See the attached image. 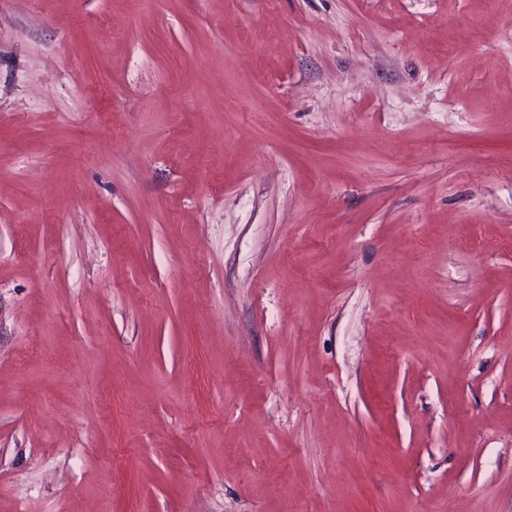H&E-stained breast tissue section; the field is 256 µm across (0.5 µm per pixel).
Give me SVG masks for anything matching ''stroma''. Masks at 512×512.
Masks as SVG:
<instances>
[{
    "mask_svg": "<svg viewBox=\"0 0 512 512\" xmlns=\"http://www.w3.org/2000/svg\"><path fill=\"white\" fill-rule=\"evenodd\" d=\"M0 512H512V0H0Z\"/></svg>",
    "mask_w": 512,
    "mask_h": 512,
    "instance_id": "stroma-1",
    "label": "stroma"
}]
</instances>
